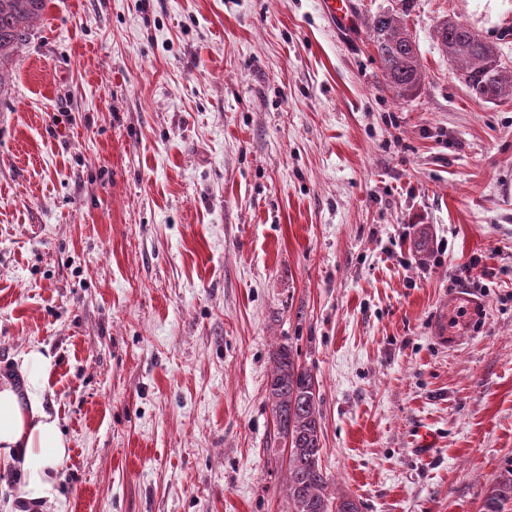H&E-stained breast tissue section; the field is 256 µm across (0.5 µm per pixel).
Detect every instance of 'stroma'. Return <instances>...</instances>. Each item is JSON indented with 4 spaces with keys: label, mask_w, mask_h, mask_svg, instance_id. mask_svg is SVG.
Returning a JSON list of instances; mask_svg holds the SVG:
<instances>
[{
    "label": "stroma",
    "mask_w": 512,
    "mask_h": 512,
    "mask_svg": "<svg viewBox=\"0 0 512 512\" xmlns=\"http://www.w3.org/2000/svg\"><path fill=\"white\" fill-rule=\"evenodd\" d=\"M351 3L345 28L321 0H47L0 98V372L55 359L48 512H287L283 345L361 512H479L512 461V98L473 99L435 37L512 67V0ZM392 9L406 100L370 41ZM408 29L394 10L375 16L372 43L381 64L385 84L398 98L414 96L420 88L423 73L419 51L414 40L409 42Z\"/></svg>",
    "instance_id": "stroma-1"
}]
</instances>
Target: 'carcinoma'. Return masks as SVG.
I'll use <instances>...</instances> for the list:
<instances>
[{"label":"carcinoma","mask_w":512,"mask_h":512,"mask_svg":"<svg viewBox=\"0 0 512 512\" xmlns=\"http://www.w3.org/2000/svg\"><path fill=\"white\" fill-rule=\"evenodd\" d=\"M46 8V0H0V97L8 93L15 56L32 35V23ZM408 29L394 10L375 16L372 43L381 64L385 84L401 99L414 96L423 73L416 43L406 38ZM436 36L466 86L480 88L479 98L488 102L512 97V70L500 66V77L488 81L491 48L472 28L443 20ZM311 370L297 363L285 346L272 355L267 383L277 438L288 446L286 494L288 512H360L358 504L330 489L323 471L322 416ZM482 512H512V467L489 487Z\"/></svg>","instance_id":"cac0c4a2"}]
</instances>
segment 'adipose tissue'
I'll use <instances>...</instances> for the list:
<instances>
[{
    "mask_svg": "<svg viewBox=\"0 0 512 512\" xmlns=\"http://www.w3.org/2000/svg\"><path fill=\"white\" fill-rule=\"evenodd\" d=\"M52 365L48 350L34 346L21 354L16 375L0 376V470L17 478L11 512H43L58 495L69 450L44 403Z\"/></svg>",
    "mask_w": 512,
    "mask_h": 512,
    "instance_id": "1",
    "label": "adipose tissue"
}]
</instances>
